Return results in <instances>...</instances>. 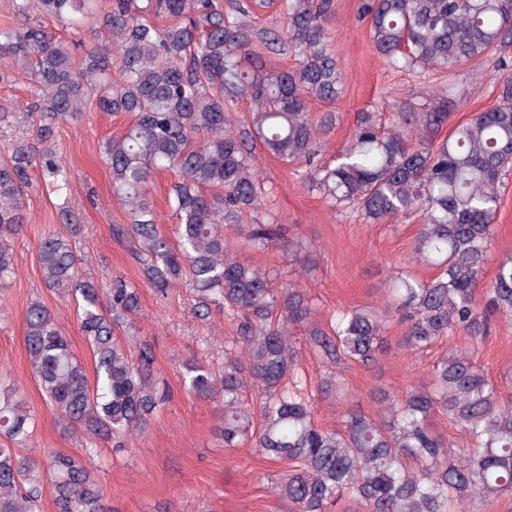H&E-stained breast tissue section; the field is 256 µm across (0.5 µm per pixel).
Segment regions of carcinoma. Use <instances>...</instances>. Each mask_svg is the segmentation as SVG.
<instances>
[{
    "mask_svg": "<svg viewBox=\"0 0 512 512\" xmlns=\"http://www.w3.org/2000/svg\"><path fill=\"white\" fill-rule=\"evenodd\" d=\"M92 2L12 0L17 25L0 31V82L15 67L32 81L35 139L58 193L67 183L48 142L59 124L82 116L93 100L103 112L134 116L123 135L103 143L113 194L129 218L116 233L162 297L187 282L197 316L217 310L234 321L224 371L195 363L182 376L189 394L221 400L224 447L248 443L286 462L278 488L292 512H331L342 500L366 512H457L468 498L512 493V399L497 392L469 351L452 348L434 362L433 389L384 395V419L352 406L342 428L330 430L315 422L314 394H336L339 383L323 378L310 391L290 335L303 328L316 358L342 368L374 361L397 313L416 354L458 332L479 339L492 316H512V257L484 282L501 189L512 175V75L504 77L497 106L443 138L448 86L420 84L402 100L384 101L385 123L376 112L358 113L336 156L317 163L321 135L336 125L330 106L343 83L326 40L331 0H287L277 29L261 24L258 13L274 0H108L100 18L104 45L80 58L35 18L80 28L92 18ZM159 15L169 23L155 24ZM361 15L376 53L397 71L450 74L512 44V0H362ZM264 53L292 54L297 66L259 67ZM239 100L248 103L241 118L228 111ZM313 101L327 110L311 115ZM256 144L281 161L306 164L304 185L336 209L377 224L419 215L414 261L434 276L394 268L384 308L342 309L316 321L302 289L276 288L267 270L235 256L277 239L276 224L243 225L266 201ZM34 159V144L24 140L0 164V286L15 275L8 236L25 221ZM163 169L180 173L169 198L172 239L159 231L149 199L152 176ZM38 252L45 285L77 305L93 373L39 301L26 310V349L46 401L61 421L81 428L85 447L79 459L50 453L39 463L20 454L35 417L12 397L1 399L0 434L16 447H0V512H33L46 490L59 512H107L93 470L97 441L122 447L124 435L146 427L168 395L154 378L149 345L133 349L122 338L140 309L136 285L117 277L100 296L79 276V259L60 234L44 238ZM248 390L258 407L245 402ZM437 414L468 433L463 452L448 453L433 432Z\"/></svg>",
    "mask_w": 512,
    "mask_h": 512,
    "instance_id": "obj_1",
    "label": "carcinoma"
}]
</instances>
